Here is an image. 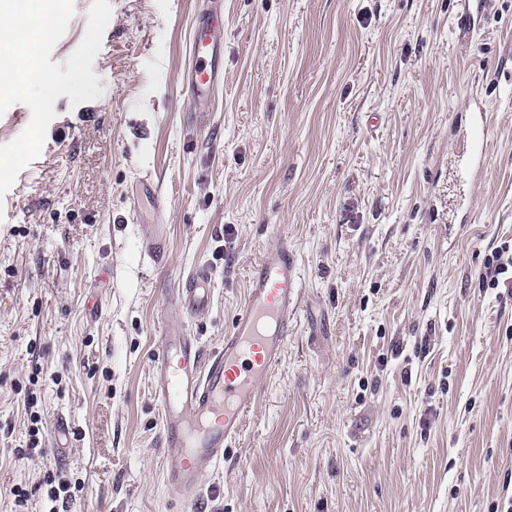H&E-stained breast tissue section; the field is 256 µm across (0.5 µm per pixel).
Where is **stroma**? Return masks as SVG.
Segmentation results:
<instances>
[{
	"label": "stroma",
	"mask_w": 512,
	"mask_h": 512,
	"mask_svg": "<svg viewBox=\"0 0 512 512\" xmlns=\"http://www.w3.org/2000/svg\"><path fill=\"white\" fill-rule=\"evenodd\" d=\"M104 93L60 96L0 199V512H189L166 486L153 353L169 298L219 350L262 252L301 268L298 325L201 512H500L512 497V0H222L224 85L189 109L196 0H110ZM480 183L455 144L469 92ZM159 198L131 199L142 177ZM167 226L166 262L140 241ZM40 418L31 436V415ZM66 433L55 431L58 422ZM482 100V98L477 96L469 99V102L476 103L475 112H480L481 120L470 125L466 132L462 133L463 143L459 146L463 150L462 157L469 162V173L475 183L479 182L482 178V170L487 154L488 123L486 114H483V108L477 103ZM511 270L510 280L512 279V245L504 243L497 250L492 252L484 265L482 274L483 284L489 288H499L501 279ZM213 298L211 276L208 268H198L194 274L177 288L172 302L184 315L193 316L209 309Z\"/></svg>",
	"instance_id": "1"
}]
</instances>
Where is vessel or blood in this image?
<instances>
[{"mask_svg": "<svg viewBox=\"0 0 512 512\" xmlns=\"http://www.w3.org/2000/svg\"><path fill=\"white\" fill-rule=\"evenodd\" d=\"M190 56L182 84L188 100L199 106L224 81V24L217 8H199ZM487 133L483 120L462 135V156L476 182L486 161ZM300 282L298 258L287 243L268 248L251 273L243 308L225 332L222 349L210 356L185 322L212 303L208 268H198L176 289L172 302L180 315L162 324L152 395L166 448L165 481L183 501L198 496L203 476L240 436L260 384L280 364L301 306Z\"/></svg>", "mask_w": 512, "mask_h": 512, "instance_id": "1", "label": "vessel or blood"}]
</instances>
